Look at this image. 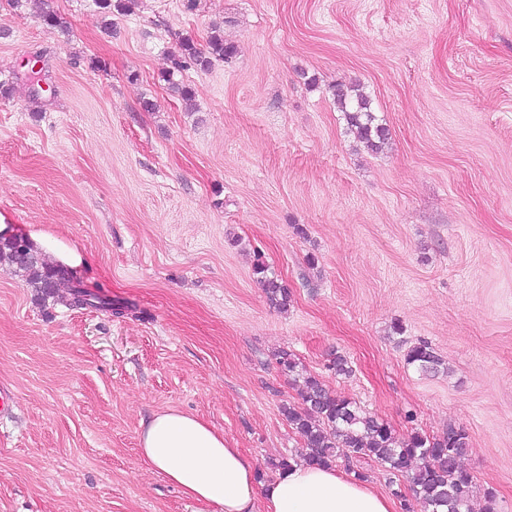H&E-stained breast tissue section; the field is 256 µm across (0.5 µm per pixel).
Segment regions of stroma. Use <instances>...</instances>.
Masks as SVG:
<instances>
[{
	"instance_id": "1",
	"label": "stroma",
	"mask_w": 512,
	"mask_h": 512,
	"mask_svg": "<svg viewBox=\"0 0 512 512\" xmlns=\"http://www.w3.org/2000/svg\"><path fill=\"white\" fill-rule=\"evenodd\" d=\"M216 27L236 54L182 73L186 105L160 72ZM338 84L388 128L379 151ZM0 209L14 236L76 245L61 290L113 307L0 267V512H206L139 454L167 408L271 481L301 448L281 350L397 434L463 427L474 512L488 490L512 512V0H138L108 19L0 0ZM420 340L438 373L407 364ZM336 102L345 109L348 123L354 128L357 138L365 146L374 151L388 139V129L376 123V117L370 111L369 101L354 86L338 85L334 91ZM253 274L262 284L269 301L278 306L280 310H288L290 292L276 277L269 276L267 265L258 257L253 265Z\"/></svg>"
}]
</instances>
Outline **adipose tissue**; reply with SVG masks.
Returning <instances> with one entry per match:
<instances>
[{
	"mask_svg": "<svg viewBox=\"0 0 512 512\" xmlns=\"http://www.w3.org/2000/svg\"><path fill=\"white\" fill-rule=\"evenodd\" d=\"M140 455L208 512H395L372 486L333 467L296 466L259 485L254 462L197 416L167 409L142 425Z\"/></svg>",
	"mask_w": 512,
	"mask_h": 512,
	"instance_id": "adipose-tissue-1",
	"label": "adipose tissue"
}]
</instances>
